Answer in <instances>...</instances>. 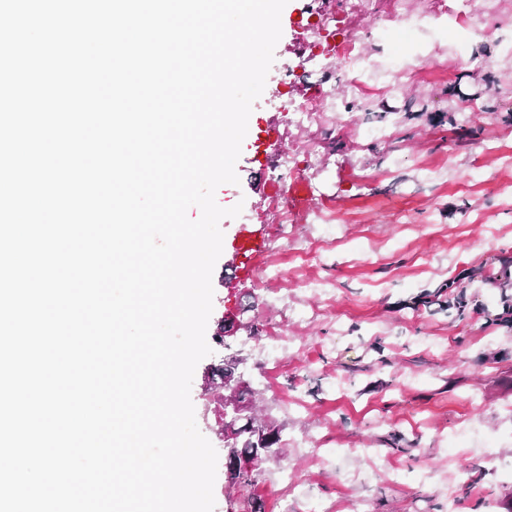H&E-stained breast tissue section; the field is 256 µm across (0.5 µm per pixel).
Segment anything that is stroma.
I'll list each match as a JSON object with an SVG mask.
<instances>
[{"label": "stroma", "mask_w": 512, "mask_h": 512, "mask_svg": "<svg viewBox=\"0 0 512 512\" xmlns=\"http://www.w3.org/2000/svg\"><path fill=\"white\" fill-rule=\"evenodd\" d=\"M462 0H351L348 33L373 52L389 38L412 62L397 94L358 92L327 56H314L315 23L336 0H288L282 36L254 102L235 165L238 183L215 194L224 208L206 329L212 353L194 372L199 430L224 449V410L211 369L224 356L244 373L265 369L274 335L288 349L274 387L253 406L283 428L277 454L242 489L217 473L214 512H512V331L471 312L411 308L465 270L467 289L488 309L512 285L489 283L512 257V0H481L455 55L435 13ZM321 85L327 98L308 123L288 119L287 101ZM477 115L461 124L464 105ZM350 121L337 125V110ZM300 161L310 203L291 212L284 163ZM289 211V210H288ZM248 236L259 253H241ZM231 321L224 344L215 338ZM288 469L291 484L276 478Z\"/></svg>", "instance_id": "35a3bbf8"}]
</instances>
